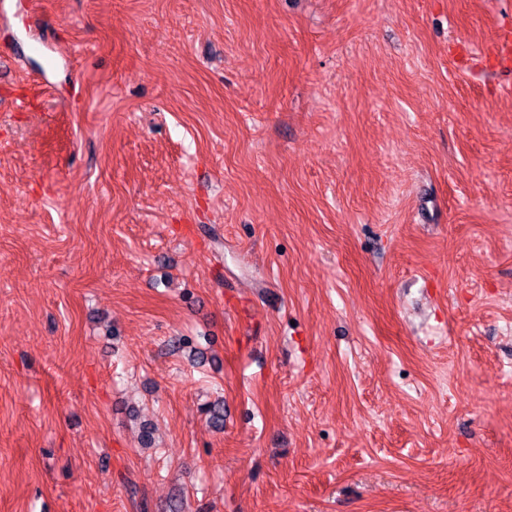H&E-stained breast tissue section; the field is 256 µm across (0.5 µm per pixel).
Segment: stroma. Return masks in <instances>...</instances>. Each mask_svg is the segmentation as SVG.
Returning <instances> with one entry per match:
<instances>
[{"label":"stroma","mask_w":512,"mask_h":512,"mask_svg":"<svg viewBox=\"0 0 512 512\" xmlns=\"http://www.w3.org/2000/svg\"><path fill=\"white\" fill-rule=\"evenodd\" d=\"M509 21L0 0V512H512ZM491 54L496 68L506 71L512 68V25L501 26Z\"/></svg>","instance_id":"1"}]
</instances>
